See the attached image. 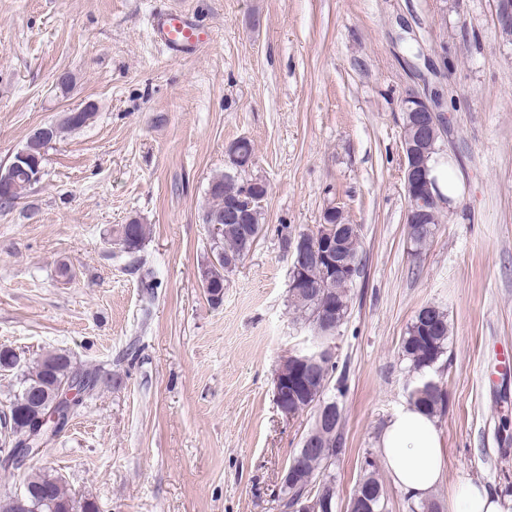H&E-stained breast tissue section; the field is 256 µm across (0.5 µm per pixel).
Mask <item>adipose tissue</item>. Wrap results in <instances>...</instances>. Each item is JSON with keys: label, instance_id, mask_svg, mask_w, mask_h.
<instances>
[{"label": "adipose tissue", "instance_id": "obj_1", "mask_svg": "<svg viewBox=\"0 0 512 512\" xmlns=\"http://www.w3.org/2000/svg\"><path fill=\"white\" fill-rule=\"evenodd\" d=\"M380 445L392 481L417 500L429 497L444 475V451L432 417L408 406L385 427Z\"/></svg>", "mask_w": 512, "mask_h": 512}]
</instances>
